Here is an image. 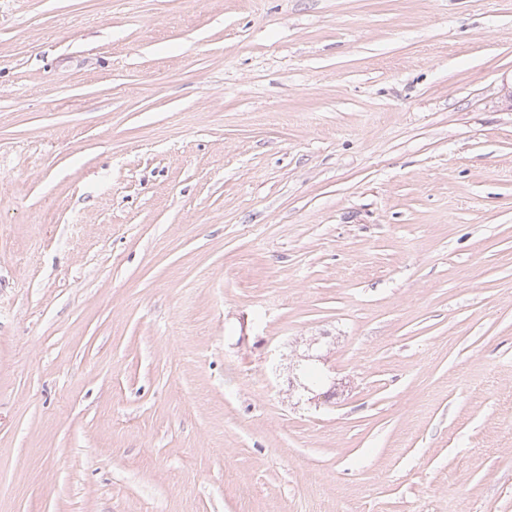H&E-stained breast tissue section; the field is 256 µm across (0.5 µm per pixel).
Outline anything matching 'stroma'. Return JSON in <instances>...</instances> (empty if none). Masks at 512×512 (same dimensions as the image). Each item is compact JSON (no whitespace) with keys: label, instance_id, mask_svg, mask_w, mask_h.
<instances>
[{"label":"stroma","instance_id":"1","mask_svg":"<svg viewBox=\"0 0 512 512\" xmlns=\"http://www.w3.org/2000/svg\"><path fill=\"white\" fill-rule=\"evenodd\" d=\"M511 90L512 0H0V512H512Z\"/></svg>","mask_w":512,"mask_h":512}]
</instances>
